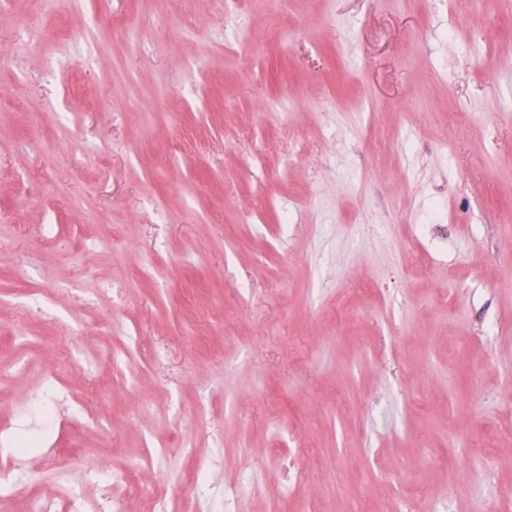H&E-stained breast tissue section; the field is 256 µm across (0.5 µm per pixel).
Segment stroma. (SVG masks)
<instances>
[{"label": "stroma", "mask_w": 512, "mask_h": 512, "mask_svg": "<svg viewBox=\"0 0 512 512\" xmlns=\"http://www.w3.org/2000/svg\"><path fill=\"white\" fill-rule=\"evenodd\" d=\"M508 369L512 0H0V428L73 397L26 490L151 448L162 512L240 463L246 512H512ZM374 297L382 298L380 289H374L368 283L360 282L354 288L345 291L336 302V309L350 311L353 308H365L373 303ZM69 400V395L54 381H48L37 402L39 414L50 417L61 401Z\"/></svg>", "instance_id": "1"}]
</instances>
